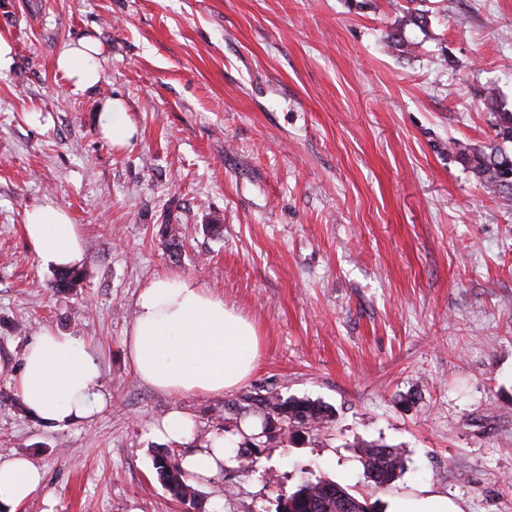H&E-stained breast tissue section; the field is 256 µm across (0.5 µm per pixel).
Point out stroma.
<instances>
[{"instance_id": "stroma-1", "label": "stroma", "mask_w": 512, "mask_h": 512, "mask_svg": "<svg viewBox=\"0 0 512 512\" xmlns=\"http://www.w3.org/2000/svg\"><path fill=\"white\" fill-rule=\"evenodd\" d=\"M403 53L387 34L410 8ZM13 64L0 76V357L19 363L45 325L84 338L106 408L56 428L0 377V457H28L41 489L16 512H186L156 452L231 438L269 393L329 405L332 420L260 444L249 469L196 482L200 512H277L330 479L377 512L421 489L461 512H512V203L449 142L498 147L512 112V0H0ZM93 36L100 82L56 68ZM495 94L497 110L485 105ZM120 99L136 129L104 139ZM52 200L81 233L85 280L55 292L24 232ZM180 246L169 249L165 225ZM217 224L220 234L207 232ZM195 278L257 327L252 375L220 396L170 397L126 355L149 279ZM195 422L170 447V410ZM397 448L378 489L360 445ZM427 11L412 9L404 12L403 16L396 21V25L394 26V31L390 33L388 36L392 42H396L401 47H410L411 44L406 43L402 37L401 32L407 26H415L419 29L425 28L428 24ZM99 121L101 132L112 140V144H126L136 132L125 119L124 108L118 100L106 104Z\"/></svg>"}]
</instances>
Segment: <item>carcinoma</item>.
I'll return each mask as SVG.
<instances>
[{"instance_id":"1","label":"carcinoma","mask_w":512,"mask_h":512,"mask_svg":"<svg viewBox=\"0 0 512 512\" xmlns=\"http://www.w3.org/2000/svg\"><path fill=\"white\" fill-rule=\"evenodd\" d=\"M428 24L424 10L412 9L404 12L396 21L394 31L389 34L391 41L401 47L406 42L401 32L407 26L423 29ZM458 159L470 172L487 187L495 197L512 201V178L505 179V168L512 169V156L499 148L487 147L460 148ZM84 274L77 271H59L52 281V288L61 291H72L81 287ZM266 411L262 434L245 438L244 448L240 451V468L246 469L252 463L254 449L259 446V438L272 431V419L281 417L287 432L293 436L315 431L328 423L333 413L328 405L321 401L279 396H268L256 399ZM364 476L377 488L391 484L404 469V461L400 453L382 443H366L362 445ZM153 466L157 479L179 500L195 501L197 490L187 483L186 473L179 461L167 450L154 456ZM288 506L284 512H373L374 505L368 500L358 498L350 491L327 479L312 481L305 479L298 488L284 497Z\"/></svg>"}]
</instances>
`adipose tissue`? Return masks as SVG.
<instances>
[{
	"label": "adipose tissue",
	"instance_id": "adipose-tissue-1",
	"mask_svg": "<svg viewBox=\"0 0 512 512\" xmlns=\"http://www.w3.org/2000/svg\"><path fill=\"white\" fill-rule=\"evenodd\" d=\"M99 41L82 39L65 46L58 70L73 90L101 79ZM25 234L39 262L56 270L81 268L84 241L69 212L42 203L25 216ZM127 355L138 377L173 397L220 395L237 388L254 371L260 340L252 321L203 288L177 274L143 285L126 338ZM11 380L29 415L66 428L103 410L99 364L85 340L45 327L26 347L22 366ZM238 442L217 432L184 457L181 466L195 479L209 480L237 461ZM43 475L25 457L0 459V512H16L41 487Z\"/></svg>",
	"mask_w": 512,
	"mask_h": 512
}]
</instances>
